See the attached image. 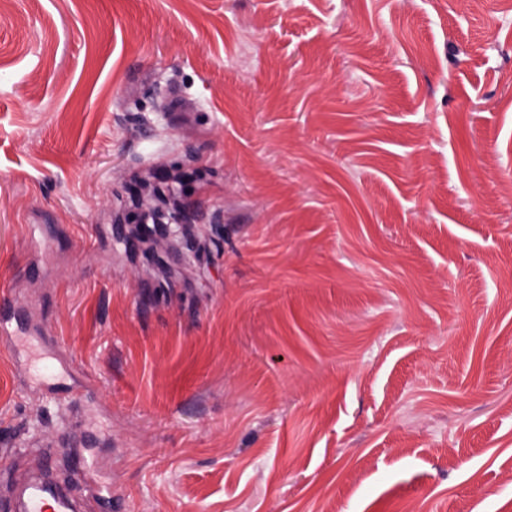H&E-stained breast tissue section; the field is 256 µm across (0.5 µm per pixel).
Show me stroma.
Masks as SVG:
<instances>
[{
    "instance_id": "35a3bbf8",
    "label": "stroma",
    "mask_w": 512,
    "mask_h": 512,
    "mask_svg": "<svg viewBox=\"0 0 512 512\" xmlns=\"http://www.w3.org/2000/svg\"><path fill=\"white\" fill-rule=\"evenodd\" d=\"M2 285L90 395L0 343V491L512 512V0H0ZM43 374L53 379V382L47 384V392L56 396L58 401L71 402L79 401L81 398L80 392L74 386H68L59 380L56 374V367L51 362H45L42 366ZM58 443L61 447L67 448L66 454L71 464L85 477L92 478L96 470V462L85 455V449L80 441L72 438L70 435H61L58 437Z\"/></svg>"
}]
</instances>
